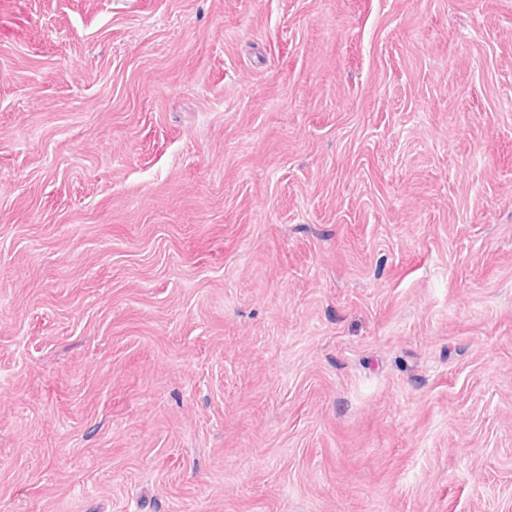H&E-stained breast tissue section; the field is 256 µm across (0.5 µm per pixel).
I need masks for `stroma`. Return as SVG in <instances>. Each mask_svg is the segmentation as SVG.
Listing matches in <instances>:
<instances>
[{"label": "stroma", "mask_w": 512, "mask_h": 512, "mask_svg": "<svg viewBox=\"0 0 512 512\" xmlns=\"http://www.w3.org/2000/svg\"><path fill=\"white\" fill-rule=\"evenodd\" d=\"M0 512H512V0H0Z\"/></svg>", "instance_id": "obj_1"}]
</instances>
